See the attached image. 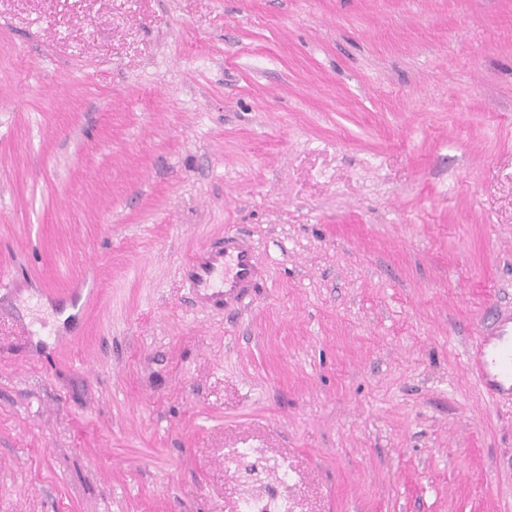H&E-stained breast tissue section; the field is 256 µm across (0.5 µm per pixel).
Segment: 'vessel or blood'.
Here are the masks:
<instances>
[{
    "instance_id": "obj_1",
    "label": "vessel or blood",
    "mask_w": 512,
    "mask_h": 512,
    "mask_svg": "<svg viewBox=\"0 0 512 512\" xmlns=\"http://www.w3.org/2000/svg\"><path fill=\"white\" fill-rule=\"evenodd\" d=\"M186 271L193 288L228 308L240 305L260 279L250 244L238 236L226 237L223 245L199 250ZM469 368L492 394L512 395V311L483 332Z\"/></svg>"
}]
</instances>
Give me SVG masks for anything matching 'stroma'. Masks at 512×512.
<instances>
[{
  "mask_svg": "<svg viewBox=\"0 0 512 512\" xmlns=\"http://www.w3.org/2000/svg\"><path fill=\"white\" fill-rule=\"evenodd\" d=\"M1 265L0 512H512V0H0ZM187 276L193 288L203 291L204 299L224 308L240 305L256 288L260 279L250 244L238 236H227L221 246L199 250L187 264ZM222 272V290L208 293L216 275ZM512 311L490 330L482 333L476 350L470 356L469 368L495 395H512ZM495 340L493 350L488 351Z\"/></svg>",
  "mask_w": 512,
  "mask_h": 512,
  "instance_id": "1",
  "label": "stroma"
}]
</instances>
